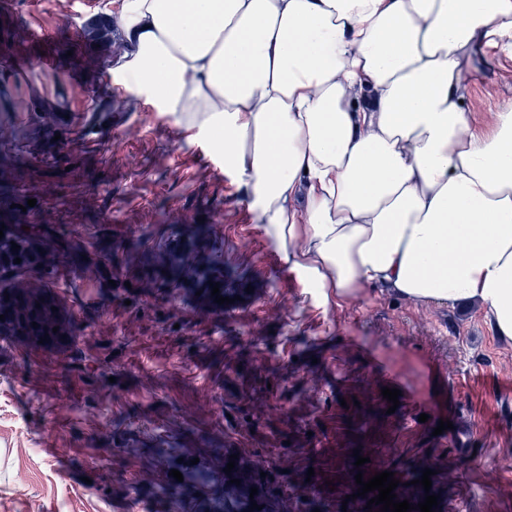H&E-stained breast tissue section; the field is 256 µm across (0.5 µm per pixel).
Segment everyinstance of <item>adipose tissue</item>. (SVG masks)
I'll return each instance as SVG.
<instances>
[{
    "label": "adipose tissue",
    "instance_id": "1",
    "mask_svg": "<svg viewBox=\"0 0 512 512\" xmlns=\"http://www.w3.org/2000/svg\"><path fill=\"white\" fill-rule=\"evenodd\" d=\"M119 21L115 87L223 155L321 305H481L512 340V100L488 133L462 104L475 40L512 52V0H120Z\"/></svg>",
    "mask_w": 512,
    "mask_h": 512
}]
</instances>
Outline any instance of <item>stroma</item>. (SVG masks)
Returning a JSON list of instances; mask_svg holds the SVG:
<instances>
[{"mask_svg":"<svg viewBox=\"0 0 512 512\" xmlns=\"http://www.w3.org/2000/svg\"><path fill=\"white\" fill-rule=\"evenodd\" d=\"M103 3L32 12L15 0L0 14V195L17 203L0 225L26 254L19 267L0 253V512H197L224 492L233 454L265 473L273 512H381L358 496L359 472H394L397 500L416 504L427 468L441 501L512 512L500 482L512 341L478 306L380 289L315 306L250 221L234 173L215 175L223 157L175 116L114 93L110 62L128 44ZM46 50L53 65L37 62ZM509 100L512 53L481 46L464 100L472 129L491 131ZM69 264L83 271L66 305L49 280ZM214 269L235 316L194 310ZM367 352L417 404L389 411ZM442 419L452 427L435 434ZM45 430L60 454L39 448ZM170 456L205 463L208 480L159 495ZM64 464L86 481L66 480Z\"/></svg>","mask_w":512,"mask_h":512,"instance_id":"1","label":"stroma"}]
</instances>
